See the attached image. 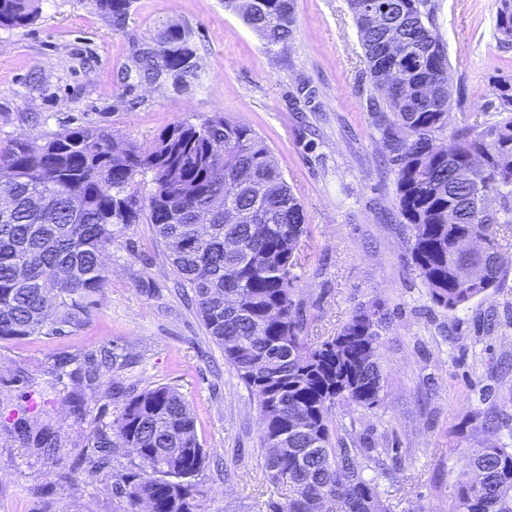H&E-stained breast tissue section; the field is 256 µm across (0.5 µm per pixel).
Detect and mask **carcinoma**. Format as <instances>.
Here are the masks:
<instances>
[{
	"label": "carcinoma",
	"mask_w": 512,
	"mask_h": 512,
	"mask_svg": "<svg viewBox=\"0 0 512 512\" xmlns=\"http://www.w3.org/2000/svg\"><path fill=\"white\" fill-rule=\"evenodd\" d=\"M36 0H0V26L20 29L37 15ZM132 0H97L122 24ZM373 92L365 101L380 136L384 165L393 173L395 204L409 232L412 266L435 304L453 312L498 288L503 266L454 250L471 232L498 250L496 226L512 224V78L501 79L490 118L448 131L453 77L445 44L425 0H348ZM499 40L512 42V0H497ZM382 15L366 23L368 10ZM267 48L285 44L296 23L294 0H257L241 15ZM398 34L402 57L385 49ZM190 44L189 32L171 24L153 47L134 58L135 74L150 83L179 70L167 46ZM450 135V152L438 141ZM472 155L485 159L474 180L453 170ZM264 188L257 200L253 187ZM0 340L60 336L85 325L97 296L110 284L103 257L131 224L153 226L181 283L193 293L206 334L224 349L225 362L254 396L261 416L259 444L270 482L288 490L269 512H390L378 484L364 476L358 455L336 439V403L371 408L381 400L378 362L390 312L380 303L357 308L339 333L307 343L305 322L291 298L292 269L308 232L306 215L264 140L248 125L216 113L200 124L177 122L142 148L118 142L105 128L79 125L45 138L0 142ZM213 199L253 213V223H207L196 212ZM239 244L236 251L224 241ZM480 264L477 286L459 283L461 265ZM99 364L88 355L78 384L94 390ZM123 406L108 425L90 432L82 459L91 477L113 481L129 512H201L197 477L206 455L195 417L174 387L128 392L115 383ZM26 445L51 452L54 433L25 422L14 425ZM281 435L277 455L267 441ZM130 448L138 463L125 474L108 471L111 453ZM479 480L455 484L453 512H512V448L490 443L471 457Z\"/></svg>",
	"instance_id": "obj_1"
}]
</instances>
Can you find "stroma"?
<instances>
[{"instance_id":"35a3bbf8","label":"stroma","mask_w":512,"mask_h":512,"mask_svg":"<svg viewBox=\"0 0 512 512\" xmlns=\"http://www.w3.org/2000/svg\"><path fill=\"white\" fill-rule=\"evenodd\" d=\"M38 5L32 25L0 27V140L80 123L146 147L169 124L218 112L252 127L307 214L292 285L307 336L336 335L357 307L375 301L392 314L379 350L382 400L371 409L336 406L339 437L382 450L381 462L364 457L360 465L392 512H452L454 486L486 443V419L499 420L496 443L512 446V224L497 234L504 287L456 312L436 306L408 259L394 178L366 120L371 85L347 0H295L293 37L272 49L224 0H133L120 27L95 0ZM428 5L454 87L466 97L450 125L483 120L490 83L512 76V43L494 31L496 0ZM173 23L191 32L194 73L152 85L131 76L136 49ZM303 82L316 96L301 112L294 98ZM106 265L110 284L84 326L0 341V512H127L110 481L79 466L90 431L122 406L107 395L114 381L184 395L206 452L203 512H266L281 491L265 475L257 403L207 337L152 226L130 225ZM104 349L135 361L102 372L98 390H79L74 376L85 355ZM63 356L70 362L57 368ZM24 419L56 432L54 455L17 438L12 428Z\"/></svg>"}]
</instances>
